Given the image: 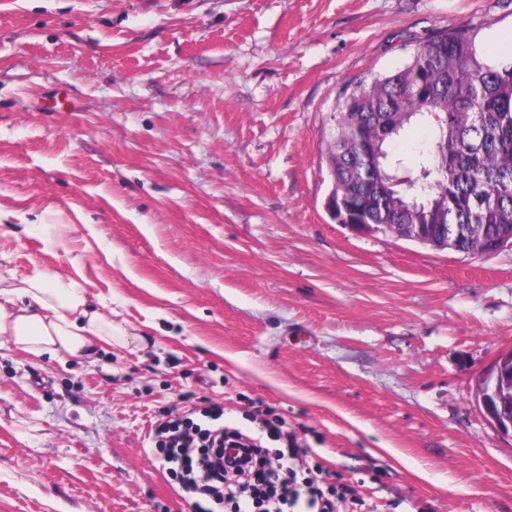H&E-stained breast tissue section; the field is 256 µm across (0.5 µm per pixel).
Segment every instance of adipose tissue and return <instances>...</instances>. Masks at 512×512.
I'll use <instances>...</instances> for the list:
<instances>
[{"mask_svg": "<svg viewBox=\"0 0 512 512\" xmlns=\"http://www.w3.org/2000/svg\"><path fill=\"white\" fill-rule=\"evenodd\" d=\"M0 335L20 351L56 360L130 345L128 333L91 305L83 286L68 275L38 270L0 288Z\"/></svg>", "mask_w": 512, "mask_h": 512, "instance_id": "adipose-tissue-1", "label": "adipose tissue"}]
</instances>
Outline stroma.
<instances>
[{
	"label": "stroma",
	"instance_id": "obj_1",
	"mask_svg": "<svg viewBox=\"0 0 512 512\" xmlns=\"http://www.w3.org/2000/svg\"><path fill=\"white\" fill-rule=\"evenodd\" d=\"M512 0H0V276L77 280L136 343L0 338V512H188L149 434L285 420L373 512H512L473 389L512 350V248L361 234L327 210L351 83Z\"/></svg>",
	"mask_w": 512,
	"mask_h": 512
}]
</instances>
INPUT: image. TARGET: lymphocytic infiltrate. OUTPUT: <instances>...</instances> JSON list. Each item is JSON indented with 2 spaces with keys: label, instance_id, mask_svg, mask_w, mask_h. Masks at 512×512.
<instances>
[{
  "label": "lymphocytic infiltrate",
  "instance_id": "obj_1",
  "mask_svg": "<svg viewBox=\"0 0 512 512\" xmlns=\"http://www.w3.org/2000/svg\"><path fill=\"white\" fill-rule=\"evenodd\" d=\"M250 432L224 423V408L195 406L156 424L151 444L178 479L190 512H337L352 490L300 475L304 448L282 421L256 418ZM282 442L273 453L265 440Z\"/></svg>",
  "mask_w": 512,
  "mask_h": 512
}]
</instances>
